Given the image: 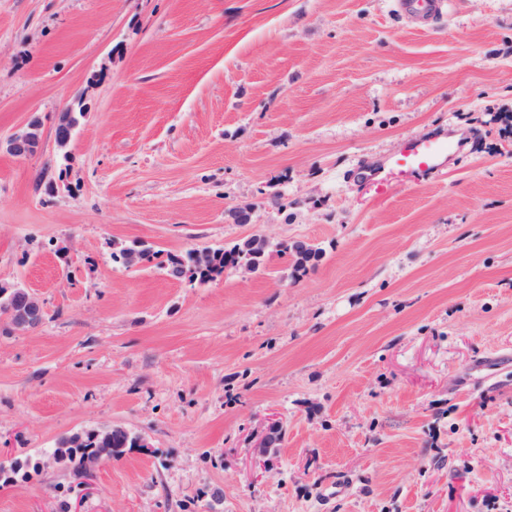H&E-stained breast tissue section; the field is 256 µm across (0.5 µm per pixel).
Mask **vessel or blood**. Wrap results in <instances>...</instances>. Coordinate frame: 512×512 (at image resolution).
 I'll return each mask as SVG.
<instances>
[{
	"label": "vessel or blood",
	"mask_w": 512,
	"mask_h": 512,
	"mask_svg": "<svg viewBox=\"0 0 512 512\" xmlns=\"http://www.w3.org/2000/svg\"><path fill=\"white\" fill-rule=\"evenodd\" d=\"M445 4L446 0H397L399 12L416 25L440 12ZM454 148L452 140L438 136L405 141L399 152L385 161L381 177L371 179L375 199H385L395 185L443 171Z\"/></svg>",
	"instance_id": "1"
}]
</instances>
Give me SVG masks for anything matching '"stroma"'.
Listing matches in <instances>:
<instances>
[{"instance_id": "obj_1", "label": "stroma", "mask_w": 512, "mask_h": 512, "mask_svg": "<svg viewBox=\"0 0 512 512\" xmlns=\"http://www.w3.org/2000/svg\"><path fill=\"white\" fill-rule=\"evenodd\" d=\"M33 118L0 152V284L43 306L0 318V512H512V0H0V138ZM253 236L265 269L206 284L113 259ZM110 427L141 445L82 496L54 450ZM397 8L409 21L416 25L423 23L440 12L446 0H397ZM41 143V123L33 118L27 126L10 135L6 139L0 138V152L5 151L8 155L16 158H26L33 155L32 149L35 144ZM454 149L455 145L448 137L432 136L405 141L399 152L383 164V175L370 180L374 200L385 199L397 184L423 179L443 171ZM306 245V249L297 243L283 242L278 245L281 254H289L293 258L294 271L296 273H305L308 269L314 268L320 259L321 251L313 246ZM2 288L0 298L4 299L1 304L2 308L8 310L10 325L16 331H27L37 327L40 324L41 316L43 314V307L37 298L30 292L25 294L23 300L19 302H12V295L8 294L13 290L15 299L18 301L23 297L19 291L20 288L12 286H0ZM6 296H8L7 299ZM0 307V315H6V311ZM8 317V316H7Z\"/></svg>"}]
</instances>
